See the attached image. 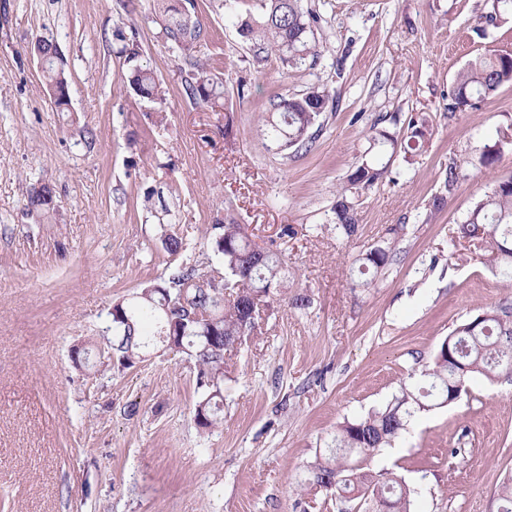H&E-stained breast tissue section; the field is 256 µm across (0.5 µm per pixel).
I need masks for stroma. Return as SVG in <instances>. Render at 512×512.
Instances as JSON below:
<instances>
[{
	"instance_id": "1",
	"label": "stroma",
	"mask_w": 512,
	"mask_h": 512,
	"mask_svg": "<svg viewBox=\"0 0 512 512\" xmlns=\"http://www.w3.org/2000/svg\"><path fill=\"white\" fill-rule=\"evenodd\" d=\"M493 0H301L319 22L317 63L253 62L240 21L259 0H195L220 61L224 104L183 93L186 67L150 20L152 0H0V512H365L359 501L300 494L337 428L383 408L448 334L511 293L457 228L494 180L512 177V84L452 112L458 72L512 50V16ZM136 29L138 54L116 31ZM61 52L70 109L42 85L36 40ZM162 83L137 96L133 66ZM327 85L334 110L309 151L269 148L259 117L283 93ZM399 124H391V116ZM426 116L405 157L407 121ZM382 122L399 145L359 201V230L331 222L336 191ZM463 164L455 186L450 163ZM55 207L27 209L31 186ZM442 205H435V198ZM247 225L287 263L284 300L224 363V420L194 422L200 397L186 355L130 369L102 330L118 301L179 267L220 261L216 220ZM183 238L170 255L164 234ZM384 242L392 262L359 287V258ZM307 296L298 310L287 300ZM91 348L89 363L71 359ZM415 491L414 512H499L512 482V381L473 377L459 399L416 412L372 458ZM128 81L140 97L158 104H162L165 100L164 91L150 70L136 67L129 74Z\"/></svg>"
}]
</instances>
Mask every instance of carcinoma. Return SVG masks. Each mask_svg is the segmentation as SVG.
<instances>
[{
    "label": "carcinoma",
    "mask_w": 512,
    "mask_h": 512,
    "mask_svg": "<svg viewBox=\"0 0 512 512\" xmlns=\"http://www.w3.org/2000/svg\"><path fill=\"white\" fill-rule=\"evenodd\" d=\"M153 22L164 38L177 50L191 73L184 79V92L195 103L215 106L224 96V84L212 73L213 67L195 56L197 47L208 38V31L197 16L180 8L178 0H154ZM318 17L303 11L300 0H262L258 19L239 26L242 37L252 42L253 61L261 65L271 57L282 63L298 64L311 59L316 63L317 50L312 45ZM46 89L64 90L68 80L52 62L42 68ZM512 83V51H502L478 60L462 70L451 90L450 109L465 112L477 107L482 99L501 85ZM129 84L140 97L161 104L164 91L154 74L137 67L129 74ZM331 98L324 85H313L302 94H282L270 101L260 116L267 137L282 150L310 148L315 139L314 127ZM427 120L410 118L408 148L415 150L425 138ZM397 139L386 130H376L369 138L366 158L347 177L338 192L332 210V223L346 237L358 232L359 217L355 199L374 186L386 172L382 162L387 145ZM31 211L46 214L52 210L51 198L33 187L27 195ZM223 238L212 237L210 245L222 258L224 276L233 283L231 296L224 297V282L202 290L190 283L199 269L183 266L179 272L158 285L168 294L144 287L131 298L121 301L129 318L127 323L106 327L108 348L124 368L135 366L140 357L150 354L160 336L168 333L170 322H177L183 332L182 353L194 363L197 377L217 373L216 383L203 387L194 408V418L202 429L219 425L224 411V354L227 345L256 328L260 307H273L282 301V270L285 260L267 250L260 253L248 238L246 228L232 220L222 224ZM458 239L475 242L484 263L507 281H512V178L494 182L479 199L466 220L458 227ZM360 273H377L391 261V247L373 246L362 257ZM186 299L198 310L199 319L181 322V288ZM450 342L440 343L432 363L414 374L415 382L402 388L384 408L341 426L334 446L315 457L309 464L304 490L325 492L342 498L368 500L373 512L378 502L388 500L392 512H412L411 490L405 481L389 470L373 471L368 462L382 448L406 431L423 400L445 403L463 391L466 380L478 374L488 380L512 379V300L490 307L475 318L457 325L448 335Z\"/></svg>",
    "instance_id": "carcinoma-1"
}]
</instances>
